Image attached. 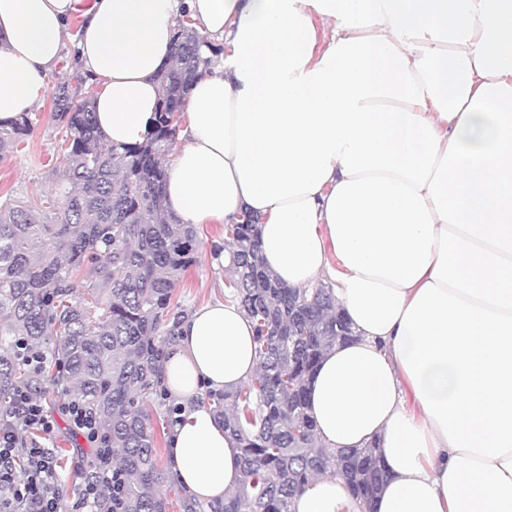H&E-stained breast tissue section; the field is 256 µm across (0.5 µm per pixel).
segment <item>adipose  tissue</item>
Wrapping results in <instances>:
<instances>
[{
	"label": "adipose tissue",
	"instance_id": "ef3b65f1",
	"mask_svg": "<svg viewBox=\"0 0 512 512\" xmlns=\"http://www.w3.org/2000/svg\"><path fill=\"white\" fill-rule=\"evenodd\" d=\"M224 50L187 91L173 224L260 220L291 288L332 283L357 340L307 385L327 448L378 443L372 512H512V0H0V123L40 109L73 17L107 144L146 140L177 21ZM233 301L185 318L160 370L167 467L195 500L243 479L203 389L256 371ZM295 512H360L344 479Z\"/></svg>",
	"mask_w": 512,
	"mask_h": 512
}]
</instances>
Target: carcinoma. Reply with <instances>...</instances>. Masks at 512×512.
<instances>
[{
	"instance_id": "obj_1",
	"label": "carcinoma",
	"mask_w": 512,
	"mask_h": 512,
	"mask_svg": "<svg viewBox=\"0 0 512 512\" xmlns=\"http://www.w3.org/2000/svg\"><path fill=\"white\" fill-rule=\"evenodd\" d=\"M212 47L179 20L174 59L160 76L153 130L137 146H105L91 99L53 94V116L65 128L67 154L58 196L44 224L20 203H0V413L14 391L49 392L45 378L76 384L77 398L112 442L123 485L121 512H168L159 488L168 475L158 462L145 405L156 401L174 421L158 372L164 347L186 313L172 306L177 276L193 261L195 228L164 221L163 162L179 130L187 88ZM23 116L0 125V158L32 130ZM229 242L225 288L251 319L259 366L243 384L205 390L238 443L240 486L206 505L185 496V512H292L294 498L321 474L344 478L362 512L386 478L381 448L332 452L318 445L307 412L306 383L327 350L354 339L329 286L288 288L263 266L259 218L224 226ZM54 337L36 374L22 346L38 350Z\"/></svg>"
}]
</instances>
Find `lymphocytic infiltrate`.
<instances>
[{
	"label": "lymphocytic infiltrate",
	"mask_w": 512,
	"mask_h": 512,
	"mask_svg": "<svg viewBox=\"0 0 512 512\" xmlns=\"http://www.w3.org/2000/svg\"><path fill=\"white\" fill-rule=\"evenodd\" d=\"M11 406V414L0 416V512H112V445L85 406L65 397L52 408L27 387L15 390ZM60 415L94 450L67 508L56 456L48 446ZM29 430L35 439L20 440V432Z\"/></svg>",
	"instance_id": "1"
}]
</instances>
